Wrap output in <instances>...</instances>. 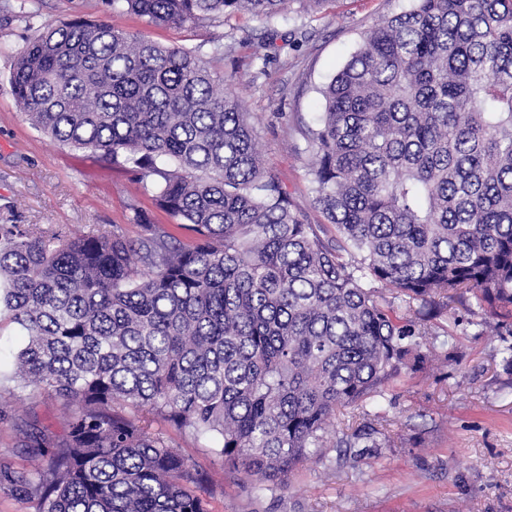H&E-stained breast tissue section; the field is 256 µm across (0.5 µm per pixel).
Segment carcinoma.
I'll use <instances>...</instances> for the list:
<instances>
[{
  "label": "carcinoma",
  "mask_w": 512,
  "mask_h": 512,
  "mask_svg": "<svg viewBox=\"0 0 512 512\" xmlns=\"http://www.w3.org/2000/svg\"><path fill=\"white\" fill-rule=\"evenodd\" d=\"M325 2L107 0L176 29ZM10 83L36 129L123 159L191 232L139 211L137 239L0 223V312L25 336L11 380L74 408L61 437L29 425L33 469L0 470L35 512H213V478L142 411L211 439L224 478L281 493L325 458L337 409L365 417L432 365L427 320L395 301L442 313L469 294L470 315L512 321V0H414L361 34L304 129L322 224L196 47L76 18L41 26Z\"/></svg>",
  "instance_id": "cac0c4a2"
}]
</instances>
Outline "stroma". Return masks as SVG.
<instances>
[{"label": "stroma", "mask_w": 512, "mask_h": 512, "mask_svg": "<svg viewBox=\"0 0 512 512\" xmlns=\"http://www.w3.org/2000/svg\"><path fill=\"white\" fill-rule=\"evenodd\" d=\"M413 0H326L320 11L288 7L270 18L216 19L191 30L152 25L112 10L106 0H38L40 21L103 19L116 29L147 33L164 46L199 48L214 43L224 54L213 62L230 91L257 118L258 146L269 170L298 211L322 223L313 206L312 155L299 123L315 124L320 90L381 19L410 9ZM275 34L273 48L256 37ZM33 30L18 12L0 10V223L41 224L64 235L121 228L138 238L135 211L170 226L151 191L122 162L89 149L60 145L34 128L15 105L10 76L15 54ZM424 348L445 351L448 364L391 386L369 410L384 416L382 442L360 440L345 455L329 451L323 462L296 472L288 492L256 495L248 478L216 488L213 512H512V372L500 349L512 328L483 333L460 304L432 319ZM24 337L0 320V466L30 469L18 424L37 419L63 434L71 408L63 400L18 388L10 376Z\"/></svg>", "instance_id": "1"}]
</instances>
